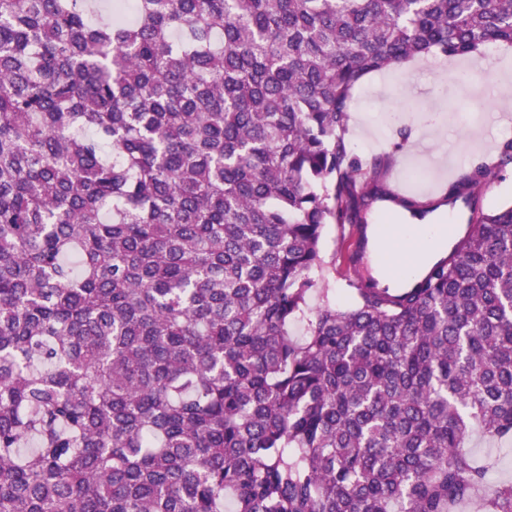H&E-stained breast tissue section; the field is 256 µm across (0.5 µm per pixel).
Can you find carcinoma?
Wrapping results in <instances>:
<instances>
[{"instance_id":"carcinoma-1","label":"carcinoma","mask_w":512,"mask_h":512,"mask_svg":"<svg viewBox=\"0 0 512 512\" xmlns=\"http://www.w3.org/2000/svg\"><path fill=\"white\" fill-rule=\"evenodd\" d=\"M134 10L0 0V512H512L465 450L512 443V140L416 197L348 138L364 76L512 47V0ZM460 200L415 287L311 278L325 225ZM512 200V172L502 179H495L486 186L483 194L485 207H493ZM468 212V206L464 202H459L455 207H452V212L447 220H445L440 226H437L438 228L443 229L444 236L447 240V246L436 251L428 262L422 265H414L409 269L399 272L403 277L402 282L399 285L390 286L383 284L380 281L379 287L413 288L419 281L422 270L425 266L440 260L444 256L448 257V251H452L460 241L467 236L470 229V224H468Z\"/></svg>"}]
</instances>
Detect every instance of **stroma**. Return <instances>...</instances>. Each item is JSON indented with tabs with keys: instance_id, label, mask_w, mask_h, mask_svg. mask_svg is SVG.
<instances>
[{
	"instance_id": "1",
	"label": "stroma",
	"mask_w": 512,
	"mask_h": 512,
	"mask_svg": "<svg viewBox=\"0 0 512 512\" xmlns=\"http://www.w3.org/2000/svg\"><path fill=\"white\" fill-rule=\"evenodd\" d=\"M466 63L456 58L442 70L426 69L415 60L401 70L369 76L354 92L349 131L353 152L369 158L392 150L396 126L390 118L399 114L411 135L405 149L396 153L394 167H422L426 178L413 184L417 191L445 187L462 171V161L471 153L495 157L500 145L512 140V102L498 104L492 95L478 102L470 100L455 75ZM473 112L486 113L479 125H466ZM393 151V150H392ZM342 237L338 225H326L321 244V265L312 272L336 288L337 302H345L346 264L341 254ZM467 449L476 459L490 462L493 478L512 479V448L482 434L471 433Z\"/></svg>"
}]
</instances>
